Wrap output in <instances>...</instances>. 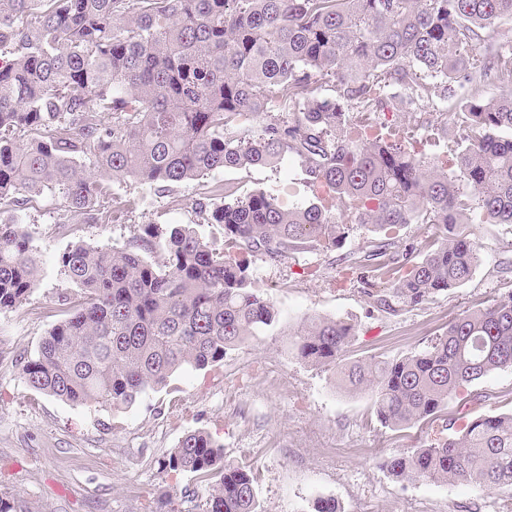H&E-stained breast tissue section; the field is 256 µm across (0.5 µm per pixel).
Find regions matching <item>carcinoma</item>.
I'll return each instance as SVG.
<instances>
[{
	"label": "carcinoma",
	"instance_id": "cac0c4a2",
	"mask_svg": "<svg viewBox=\"0 0 512 512\" xmlns=\"http://www.w3.org/2000/svg\"><path fill=\"white\" fill-rule=\"evenodd\" d=\"M512 0H0V309L22 303L39 265L23 224L33 195L91 214L112 182L161 191L225 168L302 163L306 206L216 185L199 224L224 228L216 251L190 224L145 226L136 244L81 243L61 256L83 291L22 368L61 400L133 405L184 366L205 369L279 320L252 286L246 252L272 259L331 250L346 224L388 232L433 224L434 247L396 276L393 243L368 258L387 276L377 307L421 305L466 284L479 263L469 214L512 224ZM497 84L501 93L485 96ZM455 101L459 137L427 108ZM399 108L406 125L381 116ZM261 118L259 128L246 121ZM448 139L423 160V137ZM156 252L149 261L142 252ZM296 353L337 365L350 323L313 317ZM512 368V294L462 314L426 348L340 371L370 394L377 419L434 420L476 380ZM207 483L202 512H263L250 470L224 463L205 431L161 462ZM402 480L458 481L512 491V413L479 417L458 435L394 455Z\"/></svg>",
	"mask_w": 512,
	"mask_h": 512
}]
</instances>
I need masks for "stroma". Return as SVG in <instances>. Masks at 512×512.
I'll use <instances>...</instances> for the list:
<instances>
[{"label": "stroma", "instance_id": "obj_1", "mask_svg": "<svg viewBox=\"0 0 512 512\" xmlns=\"http://www.w3.org/2000/svg\"><path fill=\"white\" fill-rule=\"evenodd\" d=\"M238 196L263 190L284 206L312 198L300 161L227 168L157 193L126 181L101 200L99 220L68 212L61 198L34 197L24 230L40 267L22 304L0 310V494L14 512H155L157 502L190 484L189 476L163 470L161 461L187 433L202 430L224 447L226 461L251 469L264 512H312L321 497H334L343 512L372 501L378 512H512V494L464 482L398 480L387 457L438 442L481 416L512 411V369L495 371L448 401V421L384 427L371 397L339 384L330 366L296 355V332L308 317L353 323L355 336L342 360L352 364L392 360L423 349L464 312L512 294V225L484 223L470 229L480 261L464 286L390 315L373 308L361 261L374 238L350 225L328 252L310 250L273 261L250 259L255 288L281 312L279 321L230 350L207 369L176 371L164 387L147 391L130 407L73 404L39 393L26 382L21 362L65 317L66 302L82 291L64 273L61 255L79 243L128 246L148 224H195L194 207L214 184ZM134 200L124 221L108 222L114 201ZM215 248L224 246L218 224H195Z\"/></svg>", "mask_w": 512, "mask_h": 512}]
</instances>
